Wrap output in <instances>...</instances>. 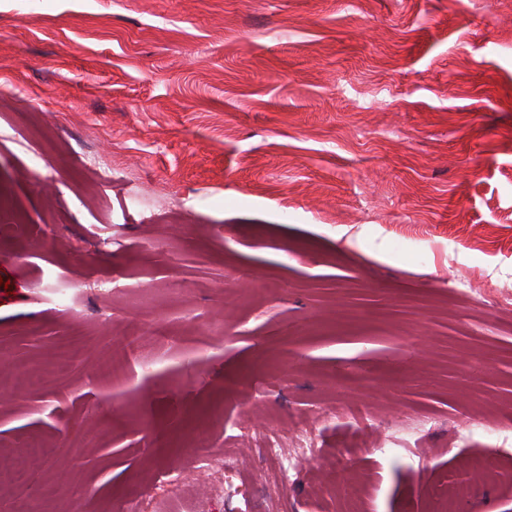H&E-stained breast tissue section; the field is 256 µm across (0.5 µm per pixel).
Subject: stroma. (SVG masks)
<instances>
[{
    "label": "stroma",
    "mask_w": 512,
    "mask_h": 512,
    "mask_svg": "<svg viewBox=\"0 0 512 512\" xmlns=\"http://www.w3.org/2000/svg\"><path fill=\"white\" fill-rule=\"evenodd\" d=\"M0 183V512H512V0H0ZM297 432L294 436L295 448H291L288 454L284 452V440L268 431H242L239 437L249 445L256 448L266 460H275L278 468L274 480L282 487H287L292 478L300 472L299 459L313 453L317 448L316 435L313 431L304 428V418H298L296 422Z\"/></svg>",
    "instance_id": "35a3bbf8"
}]
</instances>
